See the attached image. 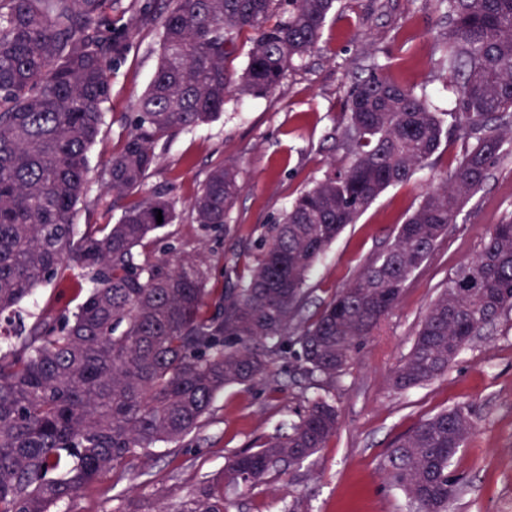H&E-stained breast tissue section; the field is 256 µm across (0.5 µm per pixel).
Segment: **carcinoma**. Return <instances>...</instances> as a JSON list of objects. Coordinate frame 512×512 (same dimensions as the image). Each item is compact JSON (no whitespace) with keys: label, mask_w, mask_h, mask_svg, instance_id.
<instances>
[{"label":"carcinoma","mask_w":512,"mask_h":512,"mask_svg":"<svg viewBox=\"0 0 512 512\" xmlns=\"http://www.w3.org/2000/svg\"><path fill=\"white\" fill-rule=\"evenodd\" d=\"M171 2L0 0V322L76 268V285L87 287L76 311L41 316L0 348V512H52L103 472L190 435L225 388L276 389L271 369L288 358L305 376L302 394L315 390L304 414L288 432L229 457L222 480L251 489L315 454L338 425L328 390L397 308L490 168L512 156V0H435L450 20L437 50L452 109L436 111L426 88L383 75L370 54L367 75L344 95L349 166L294 198L267 228L248 275L225 261L217 292L208 287L214 254L172 247L142 261L137 248L175 220L165 190L130 199L157 166L158 143L216 118L233 86L253 98L273 93L316 49L335 0ZM146 27L159 33V63L101 173L105 192L125 203L115 223L80 227L79 204L112 209L89 195L88 153L106 122L112 68ZM244 30L253 38L234 80L226 59ZM452 137L460 153L450 176L421 197L391 246L307 320V281L320 257ZM240 191L236 166L214 167L190 202L194 221L206 233H231L226 219ZM511 309L510 215L448 277L393 387L446 375L472 338ZM475 428L469 409H444L390 449L396 485L416 512H450L457 479L449 462ZM162 512H226L224 493L206 481Z\"/></svg>","instance_id":"carcinoma-1"}]
</instances>
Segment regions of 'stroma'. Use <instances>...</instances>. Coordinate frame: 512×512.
<instances>
[{
    "mask_svg": "<svg viewBox=\"0 0 512 512\" xmlns=\"http://www.w3.org/2000/svg\"><path fill=\"white\" fill-rule=\"evenodd\" d=\"M434 0H338L317 49L287 71L264 98L230 94L212 122L178 131L157 147L158 167L140 193L168 187L176 218L157 241L140 248L142 259L169 245L190 254L214 253L240 272L254 265L264 225L276 223L289 202L324 177L330 166L350 163L339 147L345 125L343 85L373 50L394 80L427 84L437 111L448 109L446 74L437 64V39L449 20ZM160 54L157 30L144 29L112 70L109 117L90 152L89 193L103 186L100 171L119 148L123 117L154 73ZM460 145L451 139L407 183L383 192L357 223L348 225L313 269L306 315L315 318L370 257L392 244L396 227L421 197L451 172ZM236 164L242 191L227 217L235 238L208 235L188 203L208 172ZM512 214V159L494 166L483 188L463 207L447 236L410 281L398 307L357 353L329 393L338 427L325 448L249 491H228L229 512H409L388 463L393 442L421 420L457 406L469 408L474 432L451 462L459 476L451 512H512V311L485 326L447 375L397 392L391 376L408 355L430 304L455 268L480 251L493 224ZM84 291L47 287L23 308L32 316L76 310ZM277 388L229 387L218 395L199 428L184 440L152 449L107 471L55 512H157L189 500L201 480L219 477L226 456L286 432L305 403L304 379L278 364Z\"/></svg>",
    "mask_w": 512,
    "mask_h": 512,
    "instance_id": "1",
    "label": "stroma"
}]
</instances>
